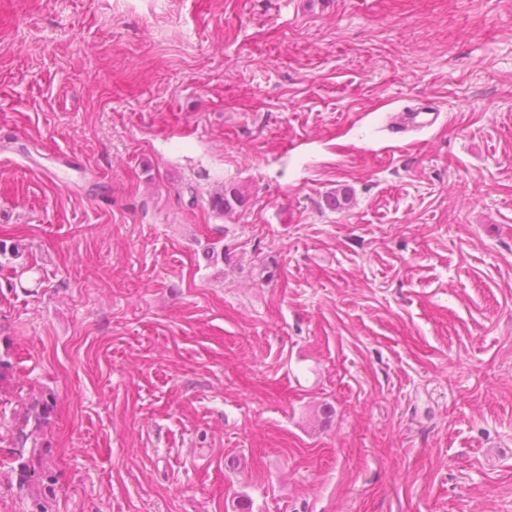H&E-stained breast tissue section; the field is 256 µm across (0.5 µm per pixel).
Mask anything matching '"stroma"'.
I'll return each instance as SVG.
<instances>
[{
    "mask_svg": "<svg viewBox=\"0 0 512 512\" xmlns=\"http://www.w3.org/2000/svg\"><path fill=\"white\" fill-rule=\"evenodd\" d=\"M0 360L9 512H512V0H0ZM440 112L432 108H413L397 114L391 121V129L396 132H412L434 126L440 118ZM246 194L244 190L238 186L224 187L219 192H215L210 196L209 206L213 212L218 215L234 210L237 207H242L246 203ZM47 406H43L41 410L38 409L37 404L30 406L23 418L18 419L13 424L15 448H18V460L22 471H27L29 464L25 460L27 453L26 443L31 439L33 448L29 451V457H33L36 453L37 437L36 433L41 430L42 423L45 421V414ZM31 426V428H30ZM20 445V446H19Z\"/></svg>",
    "mask_w": 512,
    "mask_h": 512,
    "instance_id": "obj_1",
    "label": "stroma"
}]
</instances>
